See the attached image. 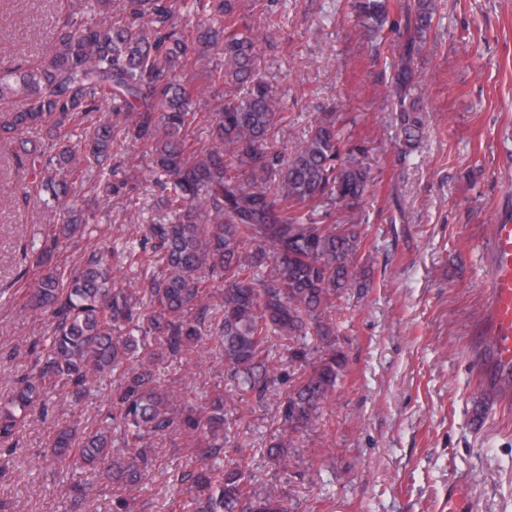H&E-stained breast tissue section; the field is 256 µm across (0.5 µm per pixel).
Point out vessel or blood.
Here are the masks:
<instances>
[{
  "label": "vessel or blood",
  "instance_id": "vessel-or-blood-1",
  "mask_svg": "<svg viewBox=\"0 0 512 512\" xmlns=\"http://www.w3.org/2000/svg\"><path fill=\"white\" fill-rule=\"evenodd\" d=\"M488 260L480 371L491 392L506 402L512 400V222L492 225Z\"/></svg>",
  "mask_w": 512,
  "mask_h": 512
}]
</instances>
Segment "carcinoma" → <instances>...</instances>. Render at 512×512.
<instances>
[{"label":"carcinoma","instance_id":"cac0c4a2","mask_svg":"<svg viewBox=\"0 0 512 512\" xmlns=\"http://www.w3.org/2000/svg\"><path fill=\"white\" fill-rule=\"evenodd\" d=\"M122 2L128 21L119 24L112 0H69L51 54L29 67L0 68V140L45 131L42 142L22 147L20 161L39 186L34 203L55 219L44 238L25 246L38 269L27 305L51 320V336L33 343L35 369L0 400V449L18 446L22 424L36 406L46 407L51 389H66L79 403L106 382L110 421L88 431L63 423L50 445L71 470L118 484L123 509L134 507L142 473L153 465L152 440L181 427L196 434L201 464L181 475V512H284L277 484L256 491L248 470L224 467V389L215 387L196 408L158 382L156 366L205 334L217 336L224 378L251 395L249 410L281 379L270 336L311 330L321 346L292 351L306 369L279 413L293 431L312 427L348 365L330 310L345 291L364 287L353 267L371 260L355 223L370 186L365 151L342 137L334 112L291 152L274 149L289 131L286 106L259 73L260 36L238 24L236 0H196L223 25L197 30L198 53L218 63L186 82L175 72L198 61L187 56L171 0ZM350 7L363 39L385 31L401 39L389 93L403 163L426 126L410 91L434 29L435 0H350ZM218 83L238 93L212 113L211 143L199 147L188 134L195 101ZM103 101L112 119L97 120L71 143L67 128ZM129 138L149 146L147 169L166 190L157 202L162 220L138 225V238L120 247L106 235L75 266H60L57 251L82 240L95 216L81 190L112 198L114 147ZM329 205L344 215L334 224L316 220ZM127 269L138 275L125 282ZM219 287L223 305L215 313L209 301ZM291 447L286 435L271 445L275 470L291 466ZM74 491L69 512H95L93 491L80 483Z\"/></svg>","mask_w":512,"mask_h":512}]
</instances>
